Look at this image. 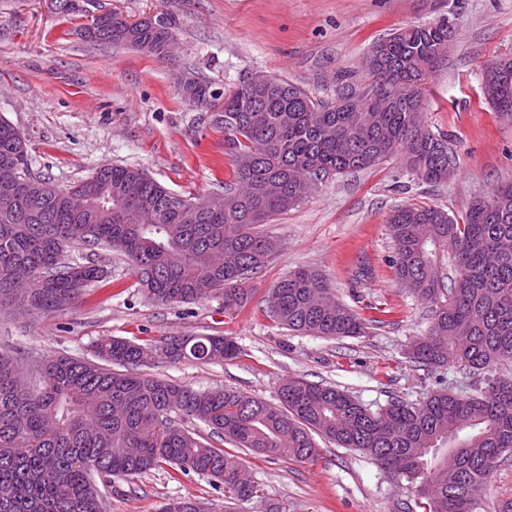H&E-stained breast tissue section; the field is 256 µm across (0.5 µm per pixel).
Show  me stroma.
<instances>
[{"label":"stroma","instance_id":"35a3bbf8","mask_svg":"<svg viewBox=\"0 0 512 512\" xmlns=\"http://www.w3.org/2000/svg\"><path fill=\"white\" fill-rule=\"evenodd\" d=\"M128 19L174 12L179 50L160 58L87 42L85 17L54 11L48 0H0V117L29 142V165L61 188L105 164L143 169L170 191L207 195L230 178L224 131L185 102L177 81L190 72L220 94L243 79L277 75L314 98H336V75L363 66L369 47L397 29L447 19L445 61L421 85L427 128L447 136L456 170L431 186L406 169L402 154L361 171L335 174L268 226L282 251L247 279L248 307L222 300L161 305L136 285L129 260L113 253L109 284L88 289L72 308L48 317L0 314V350L90 357L96 341L224 335L239 347L221 363L159 356L147 373L198 389L231 388L273 403L290 378L338 385L364 406L392 397L411 403L445 388L467 395L483 384L460 363L430 368L409 355L431 325L428 305L400 288L387 218L400 204L440 208L464 221L474 197L512 182V121L482 89L486 68L512 55V0H99ZM299 267L317 269L333 296L366 321L364 335L328 339L282 328L269 317L273 286ZM319 454L294 461L225 444L260 489L248 501L210 478L174 476L167 467L103 488L106 512H159L194 498L205 512H424L407 482L365 453L318 442Z\"/></svg>","mask_w":512,"mask_h":512}]
</instances>
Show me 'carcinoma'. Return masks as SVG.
Wrapping results in <instances>:
<instances>
[{"label": "carcinoma", "instance_id": "1", "mask_svg": "<svg viewBox=\"0 0 512 512\" xmlns=\"http://www.w3.org/2000/svg\"><path fill=\"white\" fill-rule=\"evenodd\" d=\"M179 27L161 13L131 26L115 18L89 42L160 56ZM451 30L439 20L400 28L375 42L389 66H366L368 80L340 75L332 103L276 76L244 79L214 115L228 137L232 178L224 207L211 198L180 197L131 166L110 165L67 189L45 178L46 195L20 197L11 212L0 205V309L49 316L80 298L69 288L67 265L86 267L87 287L108 281L107 253L131 262L139 287L160 304L224 301V311L246 308L245 280L270 258L274 236L259 230L299 204L293 181L374 166L403 153L419 180L441 184L453 172L446 140L425 126L412 98L411 76L433 71L448 54ZM495 112L512 118V80L483 76ZM188 103L211 108L208 83L196 80ZM27 140L0 118V171L26 164ZM92 198L91 223L70 215L62 197ZM395 243L392 264L402 287L432 305L428 335L411 348L425 367L458 362L489 373L512 362V183L472 200L462 224L438 208L401 205L388 219ZM83 246L86 256L68 257ZM268 307L284 328L312 336H360L365 324L331 299L317 271L294 270L272 288ZM229 336H173L160 343L112 337L95 359L0 354V512H104L98 482L130 478L162 465L211 477L239 500L257 494L243 467L213 439L257 454L308 461L315 437L365 452L413 486L425 512H479L471 490L512 458V379L492 378L471 395L432 391L418 404L393 398L373 412L331 385L292 378L279 403L232 389L200 390L129 372L158 354L174 362H220L236 356ZM161 512H204L190 498Z\"/></svg>", "mask_w": 512, "mask_h": 512}]
</instances>
